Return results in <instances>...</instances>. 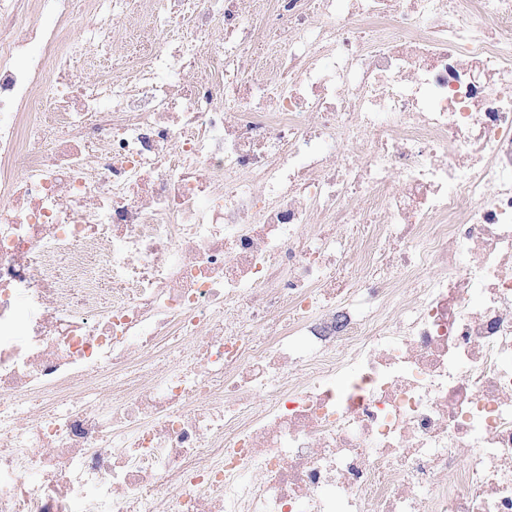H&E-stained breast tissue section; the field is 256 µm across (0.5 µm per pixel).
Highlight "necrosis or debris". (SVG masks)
<instances>
[{
  "mask_svg": "<svg viewBox=\"0 0 512 512\" xmlns=\"http://www.w3.org/2000/svg\"><path fill=\"white\" fill-rule=\"evenodd\" d=\"M0 512H512V0H0Z\"/></svg>",
  "mask_w": 512,
  "mask_h": 512,
  "instance_id": "obj_1",
  "label": "necrosis or debris"
}]
</instances>
